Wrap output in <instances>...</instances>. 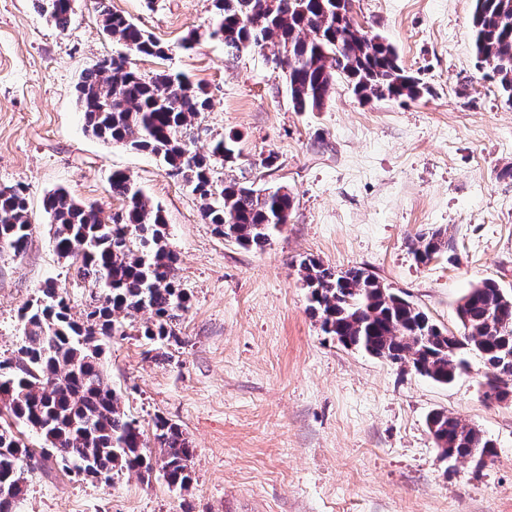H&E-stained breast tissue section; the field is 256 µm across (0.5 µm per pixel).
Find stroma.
Segmentation results:
<instances>
[{
  "instance_id": "stroma-1",
  "label": "stroma",
  "mask_w": 512,
  "mask_h": 512,
  "mask_svg": "<svg viewBox=\"0 0 512 512\" xmlns=\"http://www.w3.org/2000/svg\"><path fill=\"white\" fill-rule=\"evenodd\" d=\"M111 4L168 49L163 61L134 58L142 76L164 68L206 90L199 152L238 135L237 159L216 162V177L284 187L293 210L261 251L216 234L156 157L86 131L77 83L122 50L92 0H78L64 30L34 0H0V188H24L32 224L25 251L0 253V360L16 357L18 311L45 284L67 291L73 313L85 307L43 211L60 186L110 210V173L129 174L163 211L190 297L161 359L134 335L105 340L103 357L144 432L158 416L183 430L189 488L157 472L107 486L51 458L26 467L14 512H512V400L485 396L482 360L443 386L344 348L311 317L298 267L306 255L365 267L453 332L469 288L512 289V104L476 64L472 0H353L354 21L430 92L366 103L340 80L314 112L294 108L264 52L227 58L208 36L213 0ZM436 229L447 250L416 263L411 240ZM435 409L479 427L494 456L479 468L441 459L426 424Z\"/></svg>"
}]
</instances>
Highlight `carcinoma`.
I'll list each match as a JSON object with an SVG mask.
<instances>
[{
    "label": "carcinoma",
    "instance_id": "carcinoma-1",
    "mask_svg": "<svg viewBox=\"0 0 512 512\" xmlns=\"http://www.w3.org/2000/svg\"><path fill=\"white\" fill-rule=\"evenodd\" d=\"M351 0H214L216 17L209 37L224 42L227 56L268 49L285 73L288 93L300 112L318 111L336 80L344 79L359 97L405 104L430 92L406 69L395 49L374 41L351 20ZM59 30L73 15L72 0H35ZM103 32L123 43L127 54L102 60L77 85L85 129L96 138L154 155L168 175L181 178L202 201V215L217 234L240 247L264 250L288 223L293 200L282 187L258 188L234 179L218 182L214 162L236 159L238 136L211 145L207 155L193 150L202 128L197 117L210 107L207 93L166 69L149 78L130 57L165 59L167 48L110 0H94ZM472 29L477 66L489 71L512 103V0H473ZM112 197L121 206L110 212L77 201L58 188L43 199L54 226L57 256L73 276L90 287L83 313L75 316L67 295L52 284L22 306L18 319L23 345L13 359L0 360V398H8L10 419L41 436L40 451L20 441L11 424L0 425V512H10L25 490L24 465L34 454L60 459L78 476L107 485L125 473L148 475L153 463L171 487L192 481L193 449L179 425L157 417L155 448L147 447L139 422L129 415L109 385L101 337L124 335L121 313L146 312L138 328L146 340H178L173 321L189 298L176 283L177 254L170 249L159 206L130 175L114 171ZM31 235L27 200L19 187L0 189V253H21ZM444 245L435 230L410 244L425 264ZM299 271L310 294V314L321 331L346 348L395 364L448 385L467 369L475 354L487 369L496 399L512 396V293L493 279L470 288L460 299L457 334L362 267L337 271L307 256ZM433 439L444 441L476 467L494 455L481 430L438 410L430 414Z\"/></svg>",
    "mask_w": 512,
    "mask_h": 512
}]
</instances>
